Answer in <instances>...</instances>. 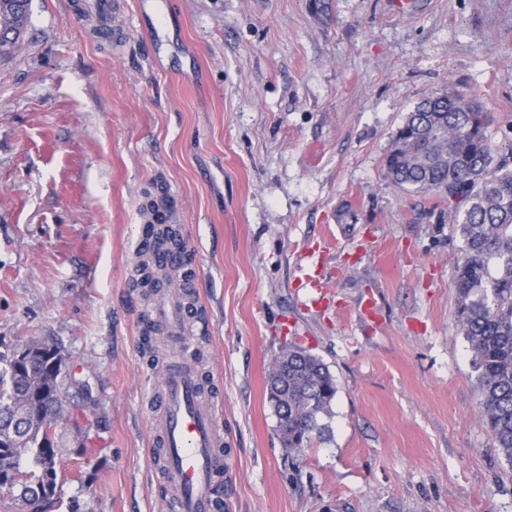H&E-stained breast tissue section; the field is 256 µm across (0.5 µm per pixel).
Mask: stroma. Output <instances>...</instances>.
Listing matches in <instances>:
<instances>
[{
  "mask_svg": "<svg viewBox=\"0 0 512 512\" xmlns=\"http://www.w3.org/2000/svg\"><path fill=\"white\" fill-rule=\"evenodd\" d=\"M32 0L0 57V340L66 357L45 512H168L149 397L176 341L222 404L217 512H512V467L457 321V214L394 185L406 115L453 88L512 143V0ZM187 266L139 273L145 205ZM336 380L327 429L283 448L270 365ZM150 317L153 320L165 322L174 333H181L183 319L180 307L170 301H157L150 310Z\"/></svg>",
  "mask_w": 512,
  "mask_h": 512,
  "instance_id": "stroma-1",
  "label": "stroma"
}]
</instances>
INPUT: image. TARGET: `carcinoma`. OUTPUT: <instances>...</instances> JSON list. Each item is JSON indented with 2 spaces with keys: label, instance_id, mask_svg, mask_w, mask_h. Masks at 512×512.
I'll return each instance as SVG.
<instances>
[{
  "label": "carcinoma",
  "instance_id": "1",
  "mask_svg": "<svg viewBox=\"0 0 512 512\" xmlns=\"http://www.w3.org/2000/svg\"><path fill=\"white\" fill-rule=\"evenodd\" d=\"M31 0H0V56L12 54L30 21ZM390 181L405 189L434 191L448 207L463 210L456 225L463 241L457 267V318L474 354L480 405L496 448L512 465V161L495 157L487 115L456 90L429 96L408 113L385 162ZM288 371L272 381L269 395L280 440L290 450L307 447L321 436V418L331 414L336 383L323 361L289 346ZM15 367L8 347L0 346V470L14 468L42 480L46 465L59 476L62 449L44 444L54 412L41 405L37 418L31 401L43 389L59 387L49 366Z\"/></svg>",
  "mask_w": 512,
  "mask_h": 512
}]
</instances>
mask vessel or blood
Here are the masks:
<instances>
[{
    "label": "vessel or blood",
    "mask_w": 512,
    "mask_h": 512,
    "mask_svg": "<svg viewBox=\"0 0 512 512\" xmlns=\"http://www.w3.org/2000/svg\"><path fill=\"white\" fill-rule=\"evenodd\" d=\"M150 316L173 332L183 329L181 309L173 302L157 301ZM153 399L151 424L161 455L157 471L168 487L171 512H214L224 475L217 401L203 395L198 374L184 363L167 370Z\"/></svg>",
    "instance_id": "vessel-or-blood-1"
}]
</instances>
